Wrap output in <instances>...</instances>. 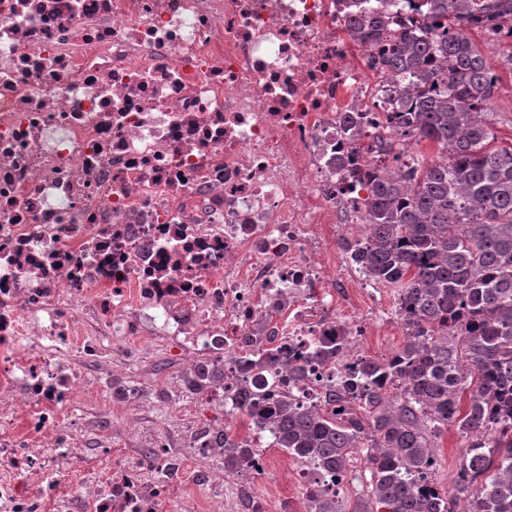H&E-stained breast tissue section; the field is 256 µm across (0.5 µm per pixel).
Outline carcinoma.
Wrapping results in <instances>:
<instances>
[{
  "mask_svg": "<svg viewBox=\"0 0 512 512\" xmlns=\"http://www.w3.org/2000/svg\"><path fill=\"white\" fill-rule=\"evenodd\" d=\"M421 25L360 12L353 43L383 47L381 64L401 85L402 111L386 115L395 139L359 183L368 193L365 235L341 249L396 294L406 341L383 361L363 357L343 372L328 407L255 388L233 414L271 444L339 479L363 458L355 512H512V146L495 145L491 116L501 78L467 22L482 31L512 21V0H421ZM434 143L428 157L421 143ZM344 337L321 343L313 361L339 357ZM224 381L200 372L192 389ZM464 438L445 491L416 477L435 464L434 439ZM248 440L224 437V471L241 469ZM309 512H341L336 497H308Z\"/></svg>",
  "mask_w": 512,
  "mask_h": 512,
  "instance_id": "1",
  "label": "carcinoma"
}]
</instances>
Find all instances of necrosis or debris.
Masks as SVG:
<instances>
[{
  "mask_svg": "<svg viewBox=\"0 0 512 512\" xmlns=\"http://www.w3.org/2000/svg\"><path fill=\"white\" fill-rule=\"evenodd\" d=\"M341 2L0 0V512H164L183 456L141 421L119 434L148 449L113 456L85 402L102 381L139 404L112 366L171 339L223 366L207 400L227 409L269 329L301 352L346 339L301 382L264 365L303 404L357 361L366 320L338 305L367 280L336 234L362 225L354 175L397 97ZM172 426L211 488L174 512H269L217 478L223 425Z\"/></svg>",
  "mask_w": 512,
  "mask_h": 512,
  "instance_id": "4bbe7bcc",
  "label": "necrosis or debris"
}]
</instances>
